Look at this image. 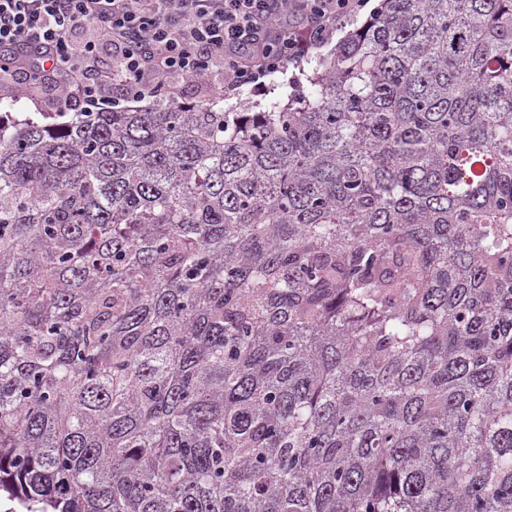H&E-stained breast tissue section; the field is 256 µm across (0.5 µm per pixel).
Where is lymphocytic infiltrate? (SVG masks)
Here are the masks:
<instances>
[{"instance_id":"1","label":"lymphocytic infiltrate","mask_w":512,"mask_h":512,"mask_svg":"<svg viewBox=\"0 0 512 512\" xmlns=\"http://www.w3.org/2000/svg\"><path fill=\"white\" fill-rule=\"evenodd\" d=\"M369 0H0V71L32 93L54 83L62 109L90 112L119 86L126 102L177 81H222L224 95L320 49ZM85 29L82 44L70 32Z\"/></svg>"}]
</instances>
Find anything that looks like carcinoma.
Instances as JSON below:
<instances>
[{"label":"carcinoma","instance_id":"cac0c4a2","mask_svg":"<svg viewBox=\"0 0 512 512\" xmlns=\"http://www.w3.org/2000/svg\"><path fill=\"white\" fill-rule=\"evenodd\" d=\"M306 81L0 113L26 512H512V0H380Z\"/></svg>","mask_w":512,"mask_h":512}]
</instances>
